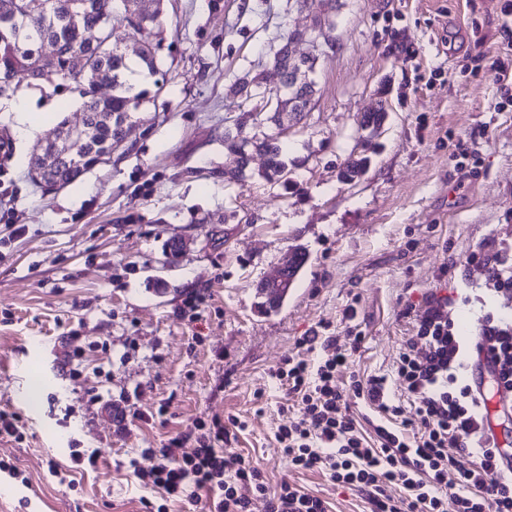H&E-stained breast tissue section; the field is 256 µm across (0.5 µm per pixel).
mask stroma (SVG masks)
I'll list each match as a JSON object with an SVG mask.
<instances>
[{
    "instance_id": "1",
    "label": "stroma",
    "mask_w": 512,
    "mask_h": 512,
    "mask_svg": "<svg viewBox=\"0 0 512 512\" xmlns=\"http://www.w3.org/2000/svg\"><path fill=\"white\" fill-rule=\"evenodd\" d=\"M504 0H141L162 8L166 86L125 147L73 184L46 192L29 161L66 120L80 123L73 84L0 94V413L22 440H0L28 484L0 477V512H144L129 466L189 431L194 419L237 417L224 445L270 487L289 481L331 512H365L357 495L291 469L274 431L285 393L271 372L312 332H360L354 368L400 381L393 363L413 327L406 302L461 296L450 317L479 330L484 277L467 258L512 244V84L483 58L505 55ZM321 25L312 110L284 136L290 184L260 172L224 180V128L240 114L228 87L246 73L279 83L270 46ZM383 103L377 136L363 112ZM45 115L20 134L16 104ZM368 155L354 182L349 156ZM307 256L287 300L262 307L257 285L294 251ZM482 301L464 302L472 290ZM206 300L191 323L187 294ZM357 315L347 319V307ZM81 357H73L74 347ZM135 411L119 424L110 407ZM98 451L76 487L55 476L72 451Z\"/></svg>"
}]
</instances>
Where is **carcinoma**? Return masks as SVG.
I'll use <instances>...</instances> for the list:
<instances>
[{"mask_svg": "<svg viewBox=\"0 0 512 512\" xmlns=\"http://www.w3.org/2000/svg\"><path fill=\"white\" fill-rule=\"evenodd\" d=\"M133 0H0V92L13 83L43 90L86 76L81 90L82 121L76 126L60 122L56 130L72 135L81 143L78 159L64 155V149L53 142L37 145L38 157L29 163L32 179L44 188H63L74 183L86 171L110 157L114 145L126 140L134 115L144 103L164 90L159 53L162 49L163 24L161 11L151 15L130 10ZM124 24L140 35L139 45L131 60L123 48L112 42L114 24ZM293 35L282 37L273 48L274 67L280 84L288 87L289 70L296 57L291 44ZM106 84L112 89L108 97L98 95L97 87ZM260 77L247 75L232 85L235 94L249 101L256 95ZM315 86H307L303 100L288 111V92L277 96L264 112L243 111L233 126L224 130V181L242 182L250 169L253 155L265 157L262 177L269 182L288 183L283 134L311 111ZM386 118L379 107L366 112L362 128L376 132ZM367 158L348 159L339 171L343 181L361 176ZM305 254L292 253L280 283L268 289L259 286L265 304L276 308L288 296Z\"/></svg>", "mask_w": 512, "mask_h": 512, "instance_id": "carcinoma-1", "label": "carcinoma"}]
</instances>
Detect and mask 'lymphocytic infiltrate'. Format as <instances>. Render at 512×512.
<instances>
[{"instance_id":"lymphocytic-infiltrate-1","label":"lymphocytic infiltrate","mask_w":512,"mask_h":512,"mask_svg":"<svg viewBox=\"0 0 512 512\" xmlns=\"http://www.w3.org/2000/svg\"><path fill=\"white\" fill-rule=\"evenodd\" d=\"M482 266L497 296L512 295V249L471 255ZM455 298L429 292L423 309L406 304L413 334L403 340L395 362L401 381L392 393L383 375H352L349 387L337 377L364 341L360 333L339 345L336 336H304L299 345L315 360L284 358L274 372L292 397L280 413L295 410L278 425L275 439L292 467L319 471L338 488L361 495L370 512H512V472H504L503 448L486 432L488 405L495 391H512V321L486 312L478 344L457 336L448 310ZM489 352L498 374L489 389L468 382L475 355ZM362 400L374 414L365 436L352 409ZM238 418L196 419L188 433L169 439L150 467H134L140 487L170 501L197 502L207 496V512H329L320 496L281 482L270 488L263 472L223 445Z\"/></svg>"}]
</instances>
